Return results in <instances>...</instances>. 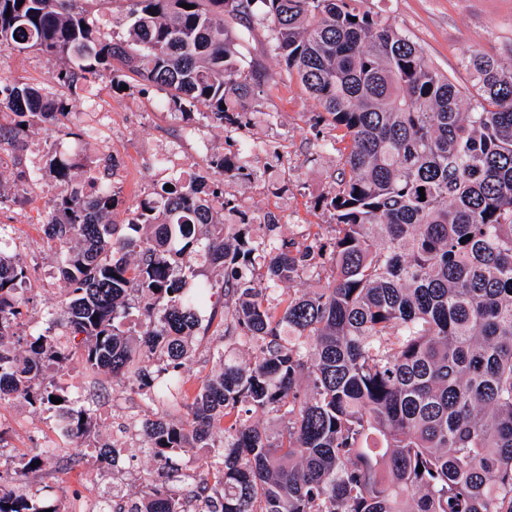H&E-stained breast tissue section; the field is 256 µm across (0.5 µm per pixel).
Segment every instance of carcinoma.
I'll use <instances>...</instances> for the list:
<instances>
[{"mask_svg": "<svg viewBox=\"0 0 512 512\" xmlns=\"http://www.w3.org/2000/svg\"><path fill=\"white\" fill-rule=\"evenodd\" d=\"M100 2L0 0V49L62 61L55 81L70 95L104 78L119 87L129 72L171 109L239 130L269 78L238 47L268 20L272 54L322 107L326 145L344 144L336 192L322 200L336 235L301 250L252 233L254 219L224 195L243 154H214L205 173L172 178L114 224L113 167L79 182L76 158L54 152L44 169L58 192L43 232L63 254L70 300L23 340L30 270L0 226V402L45 409L82 445L95 402L44 377L71 356L60 337H82L88 368L114 386L136 378L153 404L181 393L194 339L215 325L221 341L257 349L255 362L219 351L220 371L186 417L135 422L154 469L140 497L98 512H188V498L205 512H512V67L469 53L478 99L467 109L366 0H107L121 8V31L92 17ZM4 110L15 124L0 127V150L42 123L62 140L79 136L62 121L65 99L21 77L0 76ZM226 211L242 215L232 239ZM201 262L236 271L201 280ZM257 266L259 282L248 275ZM318 268L326 287L271 307L276 286ZM215 291L222 310L206 316ZM249 414H275L283 429L273 435ZM182 448L206 450L208 478L175 466ZM39 459L0 473V512H63L53 489L25 484Z\"/></svg>", "mask_w": 512, "mask_h": 512, "instance_id": "cac0c4a2", "label": "carcinoma"}]
</instances>
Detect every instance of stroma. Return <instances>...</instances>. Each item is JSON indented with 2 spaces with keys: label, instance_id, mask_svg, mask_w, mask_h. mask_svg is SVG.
I'll use <instances>...</instances> for the list:
<instances>
[{
  "label": "stroma",
  "instance_id": "1",
  "mask_svg": "<svg viewBox=\"0 0 512 512\" xmlns=\"http://www.w3.org/2000/svg\"><path fill=\"white\" fill-rule=\"evenodd\" d=\"M367 5L408 36L462 92H472L474 84L463 63L468 51L512 65V0H368ZM269 36L267 21L256 22L252 37L243 45L245 54L263 59L270 80L264 93L248 104L249 124L240 135L226 133L222 126L199 117L195 124L202 139L186 136L183 115L168 108L163 91L130 77L119 91L99 80L69 101V119L78 126L79 138L57 143L46 127H32L24 148L0 151V185L12 187L19 168L43 166L42 156L53 146L101 165L110 162L112 184L119 194L112 221L124 224L129 206L155 184L189 169L205 172L212 153L236 152L241 138L268 144L269 149L250 153L243 175L225 182V195L236 198L251 217L277 214L279 235L294 239L298 246L330 239L335 225L318 201L335 192L340 157L336 150L323 147L316 124L321 108L270 54ZM59 67V60L35 52L0 51V72L23 77L38 89L55 90ZM53 193V182L46 177L28 189L20 203L0 210V224L6 225L10 244L18 246L20 258L33 274L20 328L24 334L43 328L48 312L68 299L58 273L60 253L42 232ZM215 346L212 336L197 344L182 370L184 385L175 401L146 403L134 384L113 386L111 375L93 373L77 355L62 381L72 396L82 400L106 393L98 411L96 439L108 442L118 437L120 426L136 419L154 414L184 418L195 390L220 369ZM0 430L5 433L0 458L6 459L8 468L20 466L27 454L43 452L44 463L29 473V483L64 485L70 500L81 495L103 499L116 490L138 497L140 476L151 466L132 444L119 460L120 476H113L102 469L93 449L73 448L61 440L50 412L21 399L0 404ZM71 456L78 458V465L62 472L64 460Z\"/></svg>",
  "mask_w": 512,
  "mask_h": 512
}]
</instances>
